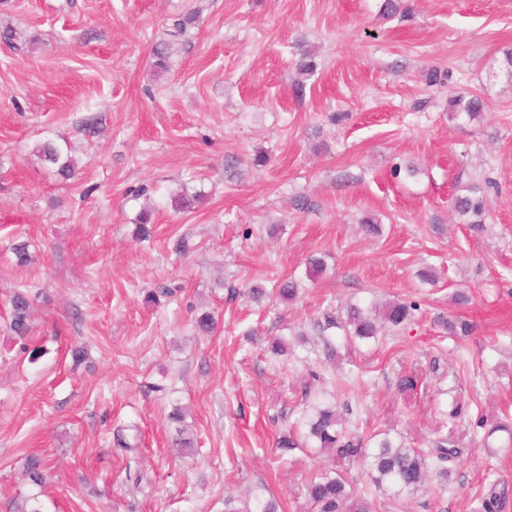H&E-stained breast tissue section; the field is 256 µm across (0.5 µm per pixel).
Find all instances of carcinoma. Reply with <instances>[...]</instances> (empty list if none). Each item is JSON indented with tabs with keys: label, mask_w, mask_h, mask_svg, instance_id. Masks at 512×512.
<instances>
[{
	"label": "carcinoma",
	"mask_w": 512,
	"mask_h": 512,
	"mask_svg": "<svg viewBox=\"0 0 512 512\" xmlns=\"http://www.w3.org/2000/svg\"><path fill=\"white\" fill-rule=\"evenodd\" d=\"M483 109L480 99L463 94L452 96L448 100V119L451 121L477 119ZM36 156L45 165L54 169L62 177H69L75 169L74 160L63 154L51 140H44L36 148ZM488 213V198L485 191L477 185H470L466 192L456 195L454 214L460 224H469L475 229L482 227ZM419 306L406 300H392L383 308L368 303L352 302L346 305L344 313L331 311L323 313V319L316 322L317 336L320 337L327 359L335 357L336 347L331 330L342 331L347 341H370L378 338L381 323L397 330L411 326ZM10 331L23 339L29 333V300L23 293L12 298V316ZM343 415L336 405L319 403L301 414L298 425L303 439L322 450L335 451L336 458H357L367 456L370 459V474L373 485L380 489L388 487L394 494H411L425 484L429 478H436L438 486L448 482V467L444 463L462 453L456 442L448 437L434 442L432 448H408L384 436L374 442L371 448L361 447V440L349 436L344 427ZM26 474L30 481L40 486L45 482L48 462L37 455L26 457ZM508 489L498 482L489 484L481 497V512H497L501 500L505 499ZM305 496L313 507V512H368L366 505L352 511L347 507L353 492L346 479L331 469L318 472L305 485ZM6 512H44L39 497L32 496L23 505L10 502ZM224 512H280L279 503L273 498L254 496L253 502L244 506L236 505L232 495L224 497Z\"/></svg>",
	"instance_id": "1"
}]
</instances>
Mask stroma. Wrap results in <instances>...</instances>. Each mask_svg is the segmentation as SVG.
<instances>
[{"label":"stroma","instance_id":"stroma-1","mask_svg":"<svg viewBox=\"0 0 512 512\" xmlns=\"http://www.w3.org/2000/svg\"><path fill=\"white\" fill-rule=\"evenodd\" d=\"M384 3L0 0L14 35L0 41V507L36 493L47 512H224L226 494L261 490L307 512L305 482L331 464L372 512H479L488 482L512 490V435L485 431L512 425V0ZM460 92L482 101L479 120L449 121ZM46 139L71 178L37 158ZM410 163L416 177L394 175ZM488 178L482 229L456 223L458 187ZM183 192L199 200L175 209ZM312 256L325 263L313 279ZM289 278L292 302L243 295ZM17 292L32 309L24 340L9 329ZM396 299L419 303L411 327L337 340L325 360V308ZM205 311L210 334L195 326ZM446 318L472 333L449 335ZM275 336L287 355L267 354ZM313 370L362 439L454 435L447 486L397 497L365 460L281 454ZM31 454L51 466L39 487Z\"/></svg>","mask_w":512,"mask_h":512}]
</instances>
